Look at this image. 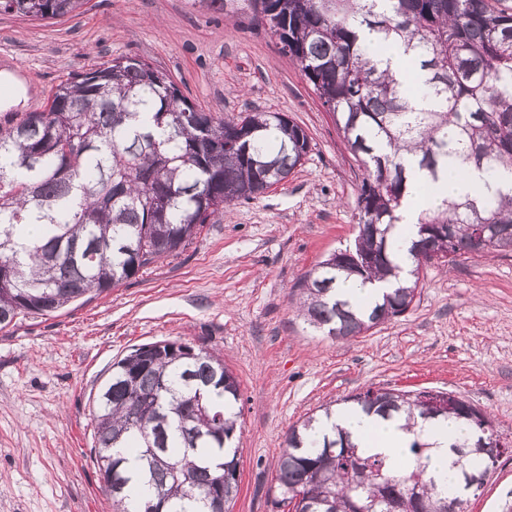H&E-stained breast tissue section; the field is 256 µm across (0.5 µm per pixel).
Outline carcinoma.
<instances>
[{"label": "carcinoma", "instance_id": "1", "mask_svg": "<svg viewBox=\"0 0 512 512\" xmlns=\"http://www.w3.org/2000/svg\"><path fill=\"white\" fill-rule=\"evenodd\" d=\"M83 0H0V12L55 19ZM364 168L353 267L330 254L298 285L305 322L350 340L405 314L429 253L453 266L512 252V189L443 199L424 210L409 250L393 258L391 232L411 189L414 157L427 181L449 161L495 176L512 171V13L490 0H251ZM405 47L434 102L419 109L381 67ZM310 147L280 112L222 119L196 108L171 76L118 57L68 76L41 112L0 120V330L47 316L135 278L178 253L240 200L284 182ZM386 281L382 301L357 308L339 283ZM134 347L112 364L94 398L95 455L119 512H215L238 492L236 379L224 358L177 340ZM448 398L430 414L423 398ZM361 411L408 422L456 421L457 489L444 496L426 472L430 444L415 439L396 474L350 435L319 433L310 416L288 428L276 466V504L288 512H464L511 450L492 419L451 392L369 388L347 396Z\"/></svg>", "mask_w": 512, "mask_h": 512}]
</instances>
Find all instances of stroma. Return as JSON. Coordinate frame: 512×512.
I'll use <instances>...</instances> for the list:
<instances>
[{
  "instance_id": "1",
  "label": "stroma",
  "mask_w": 512,
  "mask_h": 512,
  "mask_svg": "<svg viewBox=\"0 0 512 512\" xmlns=\"http://www.w3.org/2000/svg\"><path fill=\"white\" fill-rule=\"evenodd\" d=\"M122 56L166 71L215 116L286 113L310 150L286 181L236 202L178 255L0 331V512H115L93 452V400L114 361L163 339L223 352L239 384L229 512H278L288 428L370 386L454 392L512 438V253L429 264L404 316L351 340L314 331L292 292L352 243L362 169L312 86L249 0H226L220 13L193 0H85L49 20L0 13V81L27 89L18 111H42L61 79ZM509 504L507 454L466 512Z\"/></svg>"
}]
</instances>
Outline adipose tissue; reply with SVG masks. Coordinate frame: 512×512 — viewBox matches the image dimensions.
<instances>
[{
    "instance_id": "adipose-tissue-1",
    "label": "adipose tissue",
    "mask_w": 512,
    "mask_h": 512,
    "mask_svg": "<svg viewBox=\"0 0 512 512\" xmlns=\"http://www.w3.org/2000/svg\"><path fill=\"white\" fill-rule=\"evenodd\" d=\"M487 176L471 168L462 169L459 177L439 180L429 199L410 202L402 210L400 221L392 231L396 244L395 260L400 266L408 264V249L416 238L417 223L421 212L438 204L443 198H453L484 188ZM322 428H339L350 433L354 443L366 454L384 457L394 469H403L408 461V449L415 437L431 443L427 470L434 478L437 491H445L455 480V470L449 453L450 444L460 437L455 423H420L407 427L404 418L383 420L352 407L337 408L331 416L322 420Z\"/></svg>"
}]
</instances>
